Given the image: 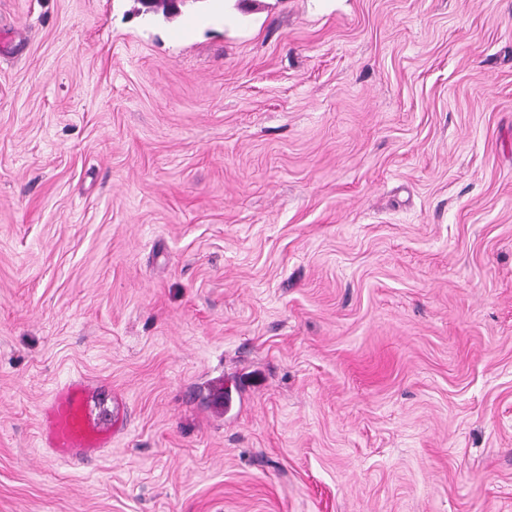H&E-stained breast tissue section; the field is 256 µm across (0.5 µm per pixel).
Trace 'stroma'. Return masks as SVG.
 Returning <instances> with one entry per match:
<instances>
[{
    "label": "stroma",
    "instance_id": "35a3bbf8",
    "mask_svg": "<svg viewBox=\"0 0 512 512\" xmlns=\"http://www.w3.org/2000/svg\"><path fill=\"white\" fill-rule=\"evenodd\" d=\"M139 8L0 0V512H512V0ZM94 388L76 382L58 388L45 414L43 442L59 457L73 456L75 448L95 450L112 442V422L92 418L88 400Z\"/></svg>",
    "mask_w": 512,
    "mask_h": 512
}]
</instances>
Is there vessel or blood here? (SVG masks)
<instances>
[{
  "label": "vessel or blood",
  "instance_id": "obj_1",
  "mask_svg": "<svg viewBox=\"0 0 512 512\" xmlns=\"http://www.w3.org/2000/svg\"><path fill=\"white\" fill-rule=\"evenodd\" d=\"M93 386L76 382L58 388L45 414L44 443L60 457L71 456L74 449L95 450L112 441L111 422L92 418L88 400Z\"/></svg>",
  "mask_w": 512,
  "mask_h": 512
}]
</instances>
